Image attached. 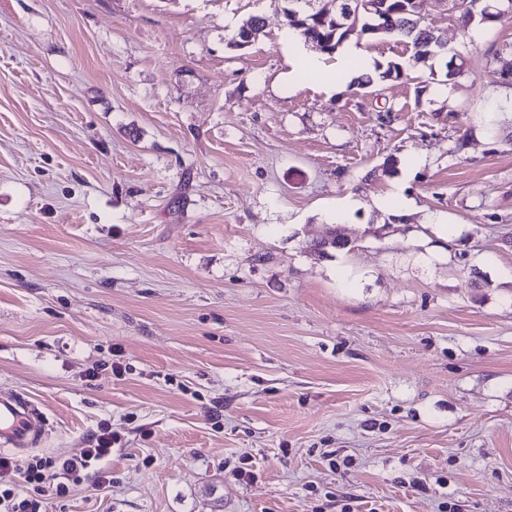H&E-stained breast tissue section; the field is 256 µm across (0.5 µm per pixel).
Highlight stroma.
<instances>
[{
  "instance_id": "1",
  "label": "stroma",
  "mask_w": 512,
  "mask_h": 512,
  "mask_svg": "<svg viewBox=\"0 0 512 512\" xmlns=\"http://www.w3.org/2000/svg\"><path fill=\"white\" fill-rule=\"evenodd\" d=\"M284 5L0 0V456L119 438L42 512H512V21L307 71ZM39 413L22 397L0 399V440L2 444L20 445L28 440Z\"/></svg>"
}]
</instances>
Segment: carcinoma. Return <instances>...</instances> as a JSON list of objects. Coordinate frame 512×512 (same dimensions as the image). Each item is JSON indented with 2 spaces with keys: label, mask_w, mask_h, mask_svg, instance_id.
Wrapping results in <instances>:
<instances>
[{
  "label": "carcinoma",
  "mask_w": 512,
  "mask_h": 512,
  "mask_svg": "<svg viewBox=\"0 0 512 512\" xmlns=\"http://www.w3.org/2000/svg\"><path fill=\"white\" fill-rule=\"evenodd\" d=\"M372 3V0L360 2L361 12V33L356 35L359 40L370 39L374 36L403 40L412 45L414 49L413 58L416 61L422 59L421 49L428 45L438 35L430 28L418 27L415 14L402 11V0H388V9L393 12L390 18V25L384 31H377L378 21L372 9L365 8V4ZM452 9L458 12V18H477L482 23L494 24L505 18H512V8L499 4L489 5V0H453ZM308 14L307 23L298 30L299 35L306 41L317 43L322 53L332 55L346 41L348 37L339 30L336 17L327 13L312 9L306 10ZM263 21L257 16L249 18L238 30L235 46L240 47L246 44L250 34L262 29Z\"/></svg>",
  "instance_id": "carcinoma-1"
}]
</instances>
